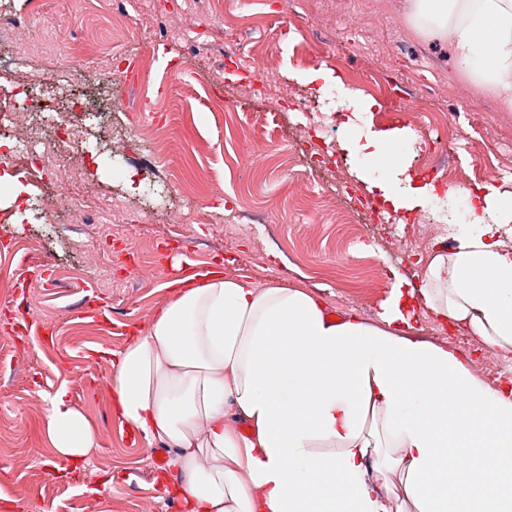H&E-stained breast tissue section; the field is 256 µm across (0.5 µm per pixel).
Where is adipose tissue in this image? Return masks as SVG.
I'll list each match as a JSON object with an SVG mask.
<instances>
[{
	"label": "adipose tissue",
	"mask_w": 512,
	"mask_h": 512,
	"mask_svg": "<svg viewBox=\"0 0 512 512\" xmlns=\"http://www.w3.org/2000/svg\"><path fill=\"white\" fill-rule=\"evenodd\" d=\"M412 18L512 107V0H414ZM336 91L352 105L344 147L371 196L396 211L436 200V184L396 149L403 133L365 130L357 118L372 102ZM467 209L470 221L449 227L453 251L433 257L419 288L390 277L376 324L220 269L197 286L171 281L147 331L114 356L112 413L172 448L165 478L183 512H512V390L409 332L416 300L512 350V191L480 186ZM45 428L73 463L95 444L61 391ZM452 455L469 465L449 467Z\"/></svg>",
	"instance_id": "1"
}]
</instances>
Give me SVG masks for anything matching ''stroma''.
Returning a JSON list of instances; mask_svg holds the SVG:
<instances>
[{
    "mask_svg": "<svg viewBox=\"0 0 512 512\" xmlns=\"http://www.w3.org/2000/svg\"><path fill=\"white\" fill-rule=\"evenodd\" d=\"M0 0V12L24 18L25 51L0 42V111L19 104L20 76L43 78L76 67L75 95L95 93L114 48H121L124 84L115 99L87 117V127L61 148L53 174H12L13 142L0 132V512H174L173 500L150 469L158 444L127 442L112 415L111 367L98 347L121 350L146 329L169 292L163 270L186 254L188 275L220 266L256 286L297 287L319 296L334 317L371 302L378 321L389 297V271H403L391 245H376L354 223L348 203L365 198L353 171L344 185L313 178L303 160L308 135L344 140V111L305 84L303 72L324 68L375 101L373 128L405 129L410 169L448 189V172L420 147L438 113L457 116L450 167L481 183V167L512 188V108L486 96L468 110L456 89L469 83L447 42L425 38L411 21V0H227L225 13L207 0ZM128 14L113 32L111 7ZM183 15L164 42L153 39L157 15ZM246 56L224 57V27ZM155 60L150 88L140 63ZM274 72L273 95L298 92L310 108H275L271 97H247L240 82L251 57ZM231 103L228 112L214 108ZM417 112L407 113L410 101ZM130 119L132 146L107 165L96 143L113 121ZM200 188L195 210L183 202L184 181ZM158 196L144 198L146 181ZM64 192L73 215L46 222L39 202ZM417 225L421 254L408 280L420 282L436 254L433 227L454 221L447 198L425 209ZM33 312L35 329L22 327ZM66 390L89 421L95 447L85 464L55 455L44 420L48 399Z\"/></svg>",
    "mask_w": 512,
    "mask_h": 512,
    "instance_id": "stroma-1",
    "label": "stroma"
}]
</instances>
